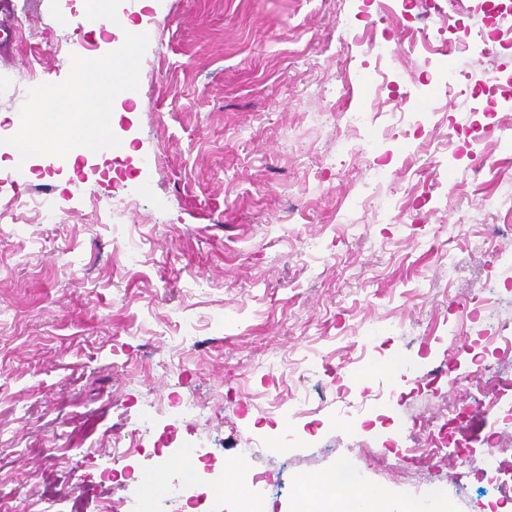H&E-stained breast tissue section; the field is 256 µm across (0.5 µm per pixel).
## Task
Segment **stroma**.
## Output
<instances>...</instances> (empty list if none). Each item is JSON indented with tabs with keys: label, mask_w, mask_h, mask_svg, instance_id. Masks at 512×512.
<instances>
[{
	"label": "stroma",
	"mask_w": 512,
	"mask_h": 512,
	"mask_svg": "<svg viewBox=\"0 0 512 512\" xmlns=\"http://www.w3.org/2000/svg\"><path fill=\"white\" fill-rule=\"evenodd\" d=\"M113 3L150 31L132 95L108 72L93 89L140 164L129 190L93 166L9 156L30 108L17 77L76 84L66 64L96 28L80 0H13L0 48V512H125L143 476L181 481L188 445L210 452L215 479L244 461L264 512H289L301 476L340 465L398 502L439 492L449 512H512L498 492L512 485V389L431 475L406 455L449 402L478 397L472 357L512 370V43L446 60L502 84L436 100L412 133L393 109L415 104L428 68L412 30L442 23L425 0L408 16L399 0ZM371 22L394 51L379 90L356 81L368 64L348 37ZM353 110L369 117L356 138ZM446 130L456 155L428 167ZM44 197L52 211L33 208ZM400 358L457 359L456 381L408 384ZM347 387L387 425L363 427ZM172 395L197 409L170 446ZM283 433L287 455L247 445ZM132 438L141 454H113Z\"/></svg>",
	"instance_id": "obj_1"
}]
</instances>
